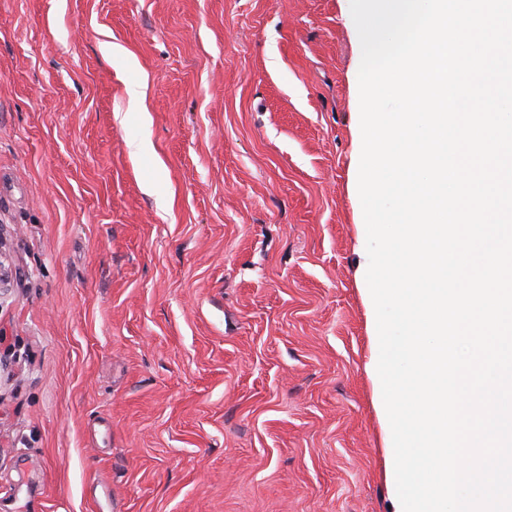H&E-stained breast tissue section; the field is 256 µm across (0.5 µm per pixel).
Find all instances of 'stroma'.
I'll return each mask as SVG.
<instances>
[{
  "label": "stroma",
  "instance_id": "obj_1",
  "mask_svg": "<svg viewBox=\"0 0 512 512\" xmlns=\"http://www.w3.org/2000/svg\"><path fill=\"white\" fill-rule=\"evenodd\" d=\"M360 62L350 0H0V512H394Z\"/></svg>",
  "mask_w": 512,
  "mask_h": 512
}]
</instances>
